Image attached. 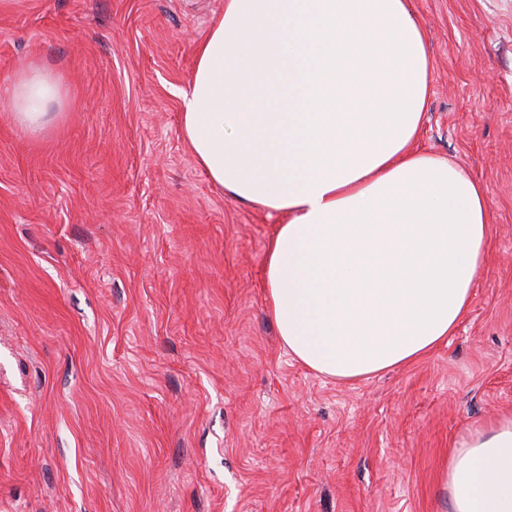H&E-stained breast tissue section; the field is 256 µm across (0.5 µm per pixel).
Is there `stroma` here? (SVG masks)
<instances>
[{
    "mask_svg": "<svg viewBox=\"0 0 512 512\" xmlns=\"http://www.w3.org/2000/svg\"><path fill=\"white\" fill-rule=\"evenodd\" d=\"M417 149L485 189L467 315L425 357L340 383L266 310L285 218L212 184L181 92L224 0H0V84L64 98L39 137L0 99V512H448L441 472L512 414V0H410Z\"/></svg>",
    "mask_w": 512,
    "mask_h": 512,
    "instance_id": "1",
    "label": "stroma"
}]
</instances>
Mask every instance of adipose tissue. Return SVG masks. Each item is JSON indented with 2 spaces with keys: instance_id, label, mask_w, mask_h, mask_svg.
<instances>
[{
  "instance_id": "adipose-tissue-1",
  "label": "adipose tissue",
  "mask_w": 512,
  "mask_h": 512,
  "mask_svg": "<svg viewBox=\"0 0 512 512\" xmlns=\"http://www.w3.org/2000/svg\"><path fill=\"white\" fill-rule=\"evenodd\" d=\"M430 69L409 0H224L182 93V136L210 181L286 215L268 311L295 360L340 382L447 340L486 261L483 185L413 147ZM0 98L35 136L62 86L33 66ZM442 481L449 512H512V416L463 437Z\"/></svg>"
}]
</instances>
